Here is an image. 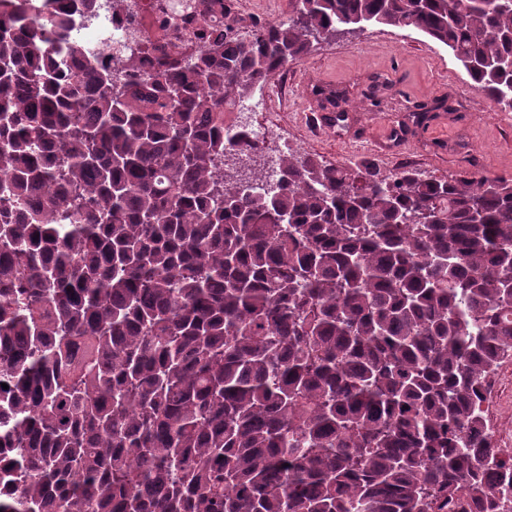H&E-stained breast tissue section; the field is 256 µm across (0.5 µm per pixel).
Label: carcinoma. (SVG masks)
<instances>
[{
	"label": "carcinoma",
	"mask_w": 512,
	"mask_h": 512,
	"mask_svg": "<svg viewBox=\"0 0 512 512\" xmlns=\"http://www.w3.org/2000/svg\"><path fill=\"white\" fill-rule=\"evenodd\" d=\"M40 8L0 0V512H503L512 179L217 166L225 104L367 26L512 112V0H288L246 37L160 3L123 90Z\"/></svg>",
	"instance_id": "cac0c4a2"
}]
</instances>
